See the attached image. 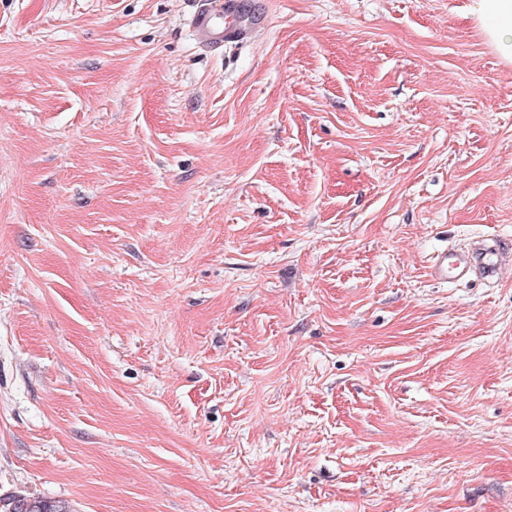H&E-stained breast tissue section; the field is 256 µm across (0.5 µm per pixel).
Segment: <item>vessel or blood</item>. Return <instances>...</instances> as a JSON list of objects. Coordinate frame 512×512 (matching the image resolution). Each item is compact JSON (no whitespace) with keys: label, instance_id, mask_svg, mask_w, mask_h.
<instances>
[{"label":"vessel or blood","instance_id":"b4317fda","mask_svg":"<svg viewBox=\"0 0 512 512\" xmlns=\"http://www.w3.org/2000/svg\"><path fill=\"white\" fill-rule=\"evenodd\" d=\"M196 38L204 47L219 48L224 43L246 42L256 37L260 25L244 8L241 0H205L203 8L193 19ZM505 251L499 239H490L475 250H456L436 254L429 275L435 281L477 273L486 283L497 281L504 266Z\"/></svg>","mask_w":512,"mask_h":512}]
</instances>
